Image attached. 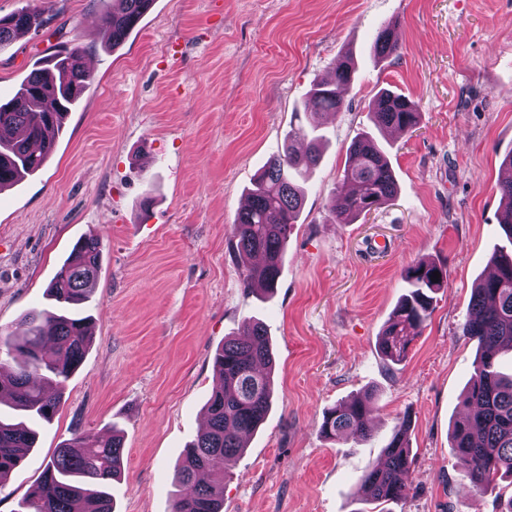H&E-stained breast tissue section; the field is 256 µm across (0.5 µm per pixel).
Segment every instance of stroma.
Wrapping results in <instances>:
<instances>
[{"label":"stroma","mask_w":512,"mask_h":512,"mask_svg":"<svg viewBox=\"0 0 512 512\" xmlns=\"http://www.w3.org/2000/svg\"><path fill=\"white\" fill-rule=\"evenodd\" d=\"M24 3L47 24L0 49V97L74 39L93 80L46 166L0 191V330L48 306L78 239L99 236L104 249L83 308L92 344L35 448L0 484V512H15L74 432L115 429L124 461L114 512H172L176 465L219 383L213 359L249 319L269 334L274 397L227 467L224 512H368L359 480L403 422L410 492L385 512H493L492 494L458 474L450 431L477 355L460 324L503 238L512 0H154L113 53L98 0H0V16ZM387 24L399 50L380 61L372 40ZM349 59L356 79L342 111L317 119L322 159L278 286L263 295L244 284L233 220L295 108ZM382 89L422 115L415 131L378 137L397 193L335 223L326 202L351 141L374 129L369 105ZM423 257L446 267L447 282L407 359L391 366L377 337L405 292L402 270ZM371 390L370 438L320 436L326 409Z\"/></svg>","instance_id":"1"}]
</instances>
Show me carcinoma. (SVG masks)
Wrapping results in <instances>:
<instances>
[{
    "instance_id": "1",
    "label": "carcinoma",
    "mask_w": 512,
    "mask_h": 512,
    "mask_svg": "<svg viewBox=\"0 0 512 512\" xmlns=\"http://www.w3.org/2000/svg\"><path fill=\"white\" fill-rule=\"evenodd\" d=\"M100 0L101 30L116 49L137 28L152 0H116L110 8ZM45 25L42 14L22 6L0 16V48L15 38L37 32ZM373 47L379 57L398 48L392 27H380ZM85 46L73 40L38 61L11 98L0 102V190L44 167L54 149L38 151L35 145L53 139L56 145L70 107L90 84V73L80 61ZM354 78L350 62L334 69V78L314 85L304 105L308 125L290 126L283 146L272 152L255 188L237 212L233 223V248L250 258L263 256L259 266L247 269V287L265 292L277 287L292 225L301 210L300 183L314 169L320 156L315 117L338 112L344 93ZM376 129L412 132L420 112L405 97L389 90L378 92L370 108ZM350 161L343 172L347 192H334L329 212L335 222L352 224L375 211L396 194V180L388 157L377 140L365 133L349 146ZM498 183L505 218L501 229L507 244L492 256L493 273L481 279L461 323L462 335L477 340L482 349L473 365L463 403L469 409L451 431L459 473L474 491L484 494L499 480L512 487V375L501 372L497 356L512 353V153L502 163ZM102 242L95 235L78 240L48 288L54 304L23 317L18 327L0 334V372L10 381L0 383V481L16 469L34 447V425L57 413L64 387L84 361L91 342L88 317L82 305L98 278ZM440 278H434V272ZM447 273L434 261L418 259L404 271L407 291L378 336L383 358L402 363L408 349L433 310L434 295ZM274 366L267 331L248 320L238 336L224 338L214 357L221 379L206 405L207 426L189 443L178 469V489L173 512H222L226 461L240 455L246 439L265 421L271 407ZM373 394L341 401L325 411L320 435L334 442L370 436L365 419ZM124 445L114 432L96 439L81 432L57 448L18 512H113L108 492L121 475ZM385 464L361 479L366 501L381 505L406 497L410 469L407 428L394 432L384 448Z\"/></svg>"
}]
</instances>
